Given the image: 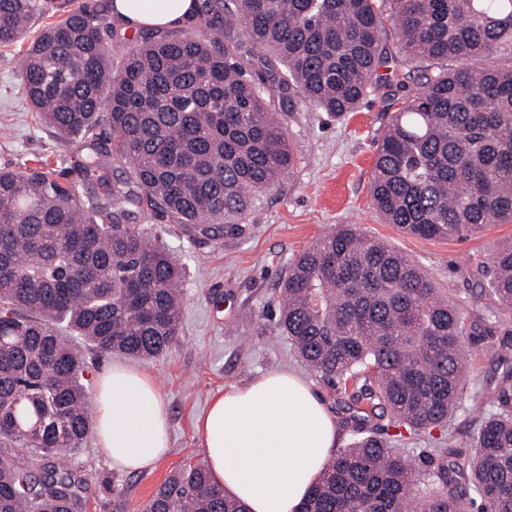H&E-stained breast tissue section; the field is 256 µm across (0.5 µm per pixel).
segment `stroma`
<instances>
[{
	"label": "stroma",
	"instance_id": "1",
	"mask_svg": "<svg viewBox=\"0 0 512 512\" xmlns=\"http://www.w3.org/2000/svg\"><path fill=\"white\" fill-rule=\"evenodd\" d=\"M107 5L108 0H38L24 40L0 46V167L24 170L46 161L59 181L74 185L81 202L87 196L79 173L86 146L65 142L30 111L20 73L30 40L82 6L104 19V41L113 66H120L138 51L141 39ZM396 108L384 88L341 116L296 100L287 124L297 154L295 168L247 216L242 234L193 241L169 217L151 211L137 215V224L166 246L184 270L178 338L164 355L152 359L124 360L117 354L84 351V384L88 394H95L101 373L120 361L149 375L167 400L170 448L150 469L121 472L102 457L95 434H88L80 450L64 460L86 479L85 512H144L171 472L205 463L196 421L211 397L271 371H294L321 393L340 428L341 447L351 446L357 436L352 410L301 363L277 327L280 289L290 265L336 225H355L391 245L415 262L435 287L456 289L467 316L482 313L487 299L476 268L489 264L493 251L512 240V223L492 224L478 235L452 241L416 238L385 223L373 205L370 182L376 141L386 114ZM464 345L469 371L454 418L420 437L391 428L387 440L393 449L417 460L435 456L440 448L471 455L479 417L487 409L483 392L499 374V359H512V316L502 315L495 336L480 342L468 339Z\"/></svg>",
	"mask_w": 512,
	"mask_h": 512
}]
</instances>
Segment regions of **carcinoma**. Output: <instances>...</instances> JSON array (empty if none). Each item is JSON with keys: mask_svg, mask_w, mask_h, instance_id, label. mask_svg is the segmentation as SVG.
Segmentation results:
<instances>
[{"mask_svg": "<svg viewBox=\"0 0 512 512\" xmlns=\"http://www.w3.org/2000/svg\"><path fill=\"white\" fill-rule=\"evenodd\" d=\"M37 0H0V44L21 40ZM202 35L144 31L117 71L98 14L80 8L41 31L20 75L32 111L90 142L93 191L37 169L0 168V512H84L85 480L55 466L92 419L85 362L71 343L135 359L178 334L182 270L133 223L145 208L193 239L236 236L294 168L292 94L331 115L390 79L389 43L420 76L376 146L371 192L387 224L463 239L512 223V0H201ZM126 164L131 178L112 176ZM493 307L468 319L398 250L348 225L301 252L282 282L278 328L301 361L365 417L416 436L458 411L462 339L492 336L512 312V243L482 266ZM467 461L443 448L421 467L376 436L337 451L301 512H512V385L488 387ZM145 512H247L202 464L172 472Z\"/></svg>", "mask_w": 512, "mask_h": 512, "instance_id": "1", "label": "carcinoma"}]
</instances>
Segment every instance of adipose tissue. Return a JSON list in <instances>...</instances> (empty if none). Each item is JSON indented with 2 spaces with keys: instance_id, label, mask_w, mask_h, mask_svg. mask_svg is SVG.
Segmentation results:
<instances>
[{
  "instance_id": "obj_1",
  "label": "adipose tissue",
  "mask_w": 512,
  "mask_h": 512,
  "mask_svg": "<svg viewBox=\"0 0 512 512\" xmlns=\"http://www.w3.org/2000/svg\"><path fill=\"white\" fill-rule=\"evenodd\" d=\"M196 9V0L111 3L113 14L136 30L184 23ZM95 405L97 444L113 468L136 472L167 453V406L151 377L113 364L101 377ZM197 429L217 485L249 512H298L339 439L321 396L290 371L217 393Z\"/></svg>"
}]
</instances>
